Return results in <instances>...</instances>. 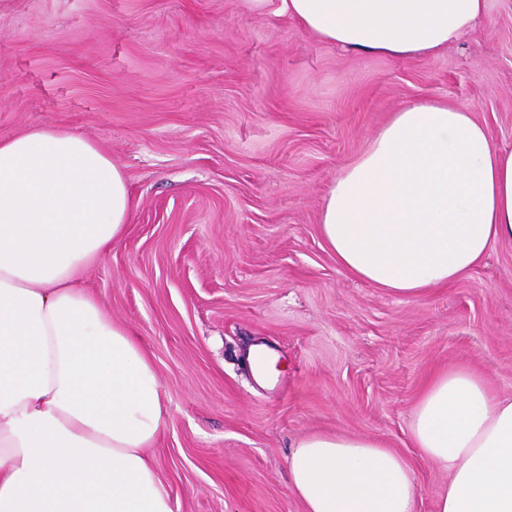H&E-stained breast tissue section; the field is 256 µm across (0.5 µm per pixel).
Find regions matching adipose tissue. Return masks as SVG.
<instances>
[{
	"label": "adipose tissue",
	"mask_w": 512,
	"mask_h": 512,
	"mask_svg": "<svg viewBox=\"0 0 512 512\" xmlns=\"http://www.w3.org/2000/svg\"><path fill=\"white\" fill-rule=\"evenodd\" d=\"M324 44L427 58L487 0H280ZM123 170L61 129L0 140V512H174L149 453L168 420L134 332L81 285L130 222ZM320 234L355 278L407 299L512 239V149L470 106L392 112L327 187ZM420 457L448 475L436 512H512V399L466 368L435 375L410 418ZM304 512H417L409 462L381 440L307 434L288 457Z\"/></svg>",
	"instance_id": "adipose-tissue-1"
}]
</instances>
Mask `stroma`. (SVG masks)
Segmentation results:
<instances>
[{
    "label": "stroma",
    "mask_w": 512,
    "mask_h": 512,
    "mask_svg": "<svg viewBox=\"0 0 512 512\" xmlns=\"http://www.w3.org/2000/svg\"><path fill=\"white\" fill-rule=\"evenodd\" d=\"M488 14L400 61L325 45L273 2L0 0V139L64 129L128 178L127 230L84 284L160 379L175 512H303L288 454L316 430L384 441L436 512L448 478L409 432L424 385L470 367L512 398V240L406 299L342 270L319 231L327 186L401 105H470L512 147V0ZM257 344L273 380L244 362Z\"/></svg>",
    "instance_id": "stroma-1"
}]
</instances>
